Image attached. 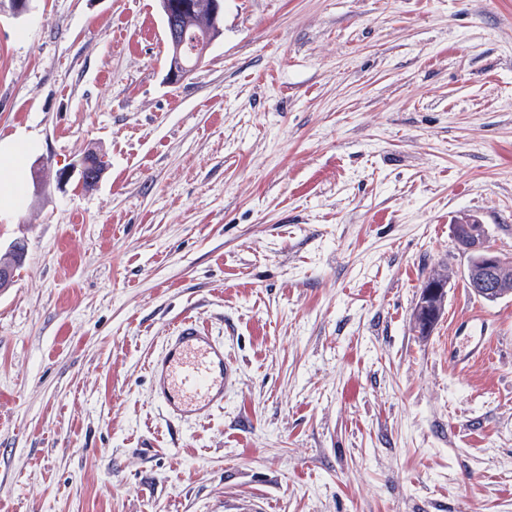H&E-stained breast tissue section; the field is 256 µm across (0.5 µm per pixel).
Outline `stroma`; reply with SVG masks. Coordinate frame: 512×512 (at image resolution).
Returning <instances> with one entry per match:
<instances>
[{"label":"stroma","instance_id":"stroma-1","mask_svg":"<svg viewBox=\"0 0 512 512\" xmlns=\"http://www.w3.org/2000/svg\"><path fill=\"white\" fill-rule=\"evenodd\" d=\"M219 30L173 84L159 0L0 10V512H512V298L453 237L512 255V0H224ZM466 305L490 349L458 369ZM186 316L231 376L177 420ZM24 149V145L21 141H8L0 142V173H1V191H0V206L2 202H9L12 200L13 195L9 191L18 181L20 176V170L18 165V158ZM2 183L10 186H6L2 191ZM6 192V193H5ZM2 193H5L2 196ZM467 221V220H466ZM461 222L459 226H454V238L459 245L458 240V227L463 228L468 224H475L472 230L471 245L467 250L471 253L472 263L476 265L474 259L477 253H481V262L478 267L469 266L467 268L466 283L468 288L472 289L475 294L487 301H496L505 296L506 293L500 291V288H508L512 290V264L505 266V262L511 263V257L505 260L497 248L491 243L484 224H479L477 221L469 220L468 224ZM500 273V288L497 284V274L500 268L504 267ZM447 279H427L421 286L419 298L413 309V322L417 330L430 334L444 314L447 298Z\"/></svg>","mask_w":512,"mask_h":512}]
</instances>
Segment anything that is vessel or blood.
<instances>
[{
    "label": "vessel or blood",
    "mask_w": 512,
    "mask_h": 512,
    "mask_svg": "<svg viewBox=\"0 0 512 512\" xmlns=\"http://www.w3.org/2000/svg\"><path fill=\"white\" fill-rule=\"evenodd\" d=\"M489 352L485 336L449 343L448 357L467 367ZM228 365L224 350L196 320L182 319L162 359L153 366L158 377L156 398L176 415H196L223 402Z\"/></svg>",
    "instance_id": "b4317fda"
}]
</instances>
